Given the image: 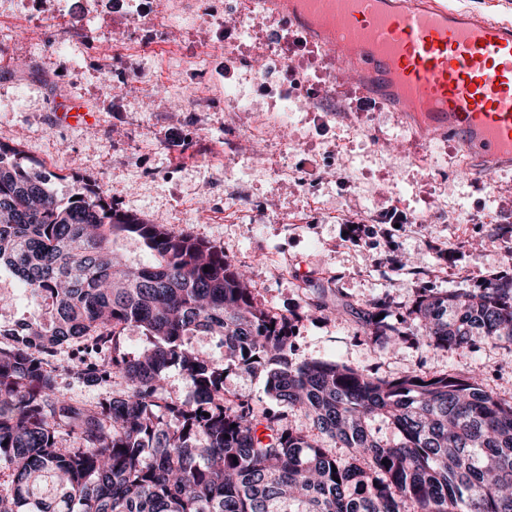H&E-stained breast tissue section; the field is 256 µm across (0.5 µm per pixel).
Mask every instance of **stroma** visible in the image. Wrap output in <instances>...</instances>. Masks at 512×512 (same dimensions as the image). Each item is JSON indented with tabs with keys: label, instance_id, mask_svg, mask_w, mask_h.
<instances>
[{
	"label": "stroma",
	"instance_id": "1",
	"mask_svg": "<svg viewBox=\"0 0 512 512\" xmlns=\"http://www.w3.org/2000/svg\"><path fill=\"white\" fill-rule=\"evenodd\" d=\"M210 0L194 24L174 29L185 48L211 46L202 72L169 70L166 49L135 30L129 0H0V143L55 173L58 195L79 180L103 182L113 205L220 245L245 270L258 301L296 310L302 359L337 361L385 378L415 373L478 374L512 396V354L476 343L456 350L409 342L385 353L362 338L357 309L390 303L410 319L423 289L478 288L512 275V167L483 172L451 142L416 133L400 113L379 111L352 76L321 97L315 68L298 94L308 111L274 123L265 107L279 75L238 81L245 59L286 30L254 0ZM252 35L239 55L219 50L236 38L237 15ZM36 19L27 37L8 29ZM203 96L210 106L184 105ZM81 103L88 120L55 119L59 101ZM394 211L406 224L369 243L343 240L345 224H377ZM326 311L315 310V303ZM352 303L354 312L340 311ZM8 273L0 274V321L39 316ZM197 347L224 365L230 399L271 405L260 371L225 366L217 339Z\"/></svg>",
	"mask_w": 512,
	"mask_h": 512
}]
</instances>
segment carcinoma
I'll return each mask as SVG.
<instances>
[{
  "label": "carcinoma",
  "mask_w": 512,
  "mask_h": 512,
  "mask_svg": "<svg viewBox=\"0 0 512 512\" xmlns=\"http://www.w3.org/2000/svg\"><path fill=\"white\" fill-rule=\"evenodd\" d=\"M54 177L0 143V270L48 307L0 323V512H512V401L473 375L389 380L297 362L298 315L259 303L223 248L116 209L96 182L60 199ZM120 238L152 261L129 263ZM412 314L411 335L387 302L369 304L365 340L512 350V279L424 293ZM131 329L145 342L135 354L121 351ZM199 336L263 370L284 410L226 404L224 368ZM64 347L76 349L70 378L108 395L60 394L49 358ZM171 366L191 400L165 396Z\"/></svg>",
  "instance_id": "carcinoma-1"
}]
</instances>
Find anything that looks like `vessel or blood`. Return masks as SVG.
<instances>
[{
  "mask_svg": "<svg viewBox=\"0 0 512 512\" xmlns=\"http://www.w3.org/2000/svg\"><path fill=\"white\" fill-rule=\"evenodd\" d=\"M353 70L368 97L452 140L476 164H512V25L443 0H259Z\"/></svg>",
  "mask_w": 512,
  "mask_h": 512,
  "instance_id": "1",
  "label": "vessel or blood"
}]
</instances>
